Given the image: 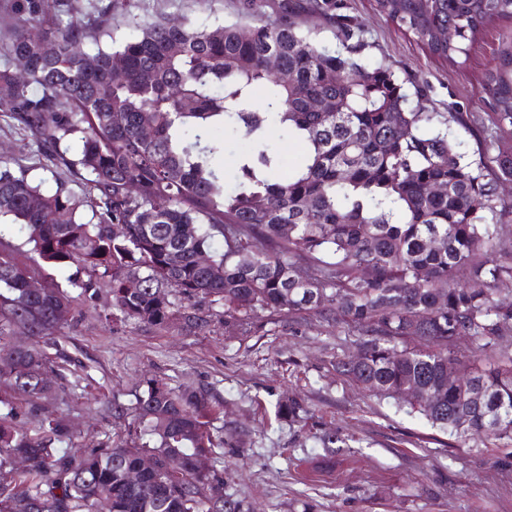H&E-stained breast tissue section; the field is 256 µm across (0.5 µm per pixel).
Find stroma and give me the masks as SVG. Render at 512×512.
<instances>
[{
	"label": "stroma",
	"instance_id": "1",
	"mask_svg": "<svg viewBox=\"0 0 512 512\" xmlns=\"http://www.w3.org/2000/svg\"><path fill=\"white\" fill-rule=\"evenodd\" d=\"M245 2L114 0L103 12L99 0H82L78 17L94 24L91 52L114 39H136L144 21L208 30L224 22L247 27L256 18L274 23L290 14L327 47L342 23L364 41V57L404 79L414 108L467 112L480 126L489 120L479 79L499 45L512 39V21L489 25L472 43L467 64L452 66L387 22L375 0H335L322 13L309 11L308 0H255L250 11ZM0 156L28 169L44 190H55L61 177L76 195L85 193L83 180L61 174L35 137L1 114ZM111 307L105 285L94 304L74 303L60 329L68 356L60 364L61 386L51 399L20 404L19 428L35 431L40 413H53L71 427L74 447L133 443L140 382L157 376L222 403L220 424L229 441L224 496L239 502L241 512H512V443L448 438L394 400L371 397L340 376L337 359L356 353L360 341L347 326L263 312L241 336L225 330L219 305H202L211 321L202 331L179 323L159 329L108 322L103 313ZM288 397L306 409L292 423L275 416L277 401ZM324 429L344 440L330 455L317 438Z\"/></svg>",
	"mask_w": 512,
	"mask_h": 512
}]
</instances>
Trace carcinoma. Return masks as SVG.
<instances>
[{"mask_svg": "<svg viewBox=\"0 0 512 512\" xmlns=\"http://www.w3.org/2000/svg\"><path fill=\"white\" fill-rule=\"evenodd\" d=\"M12 35L0 58L4 112L36 138L55 165L80 177L101 208L85 220L87 200L60 182L46 193L0 159V219L49 266L75 265L88 280L79 293L50 280L25 288L30 265L0 249V512H240L224 498L223 408L208 393L175 390L157 378L137 397L139 441L68 448L71 431L51 415L33 433L14 423L15 401L49 393L57 375L47 349L74 298L92 301L108 279L114 321L159 328L175 322L203 330L198 302L224 307V326L247 332L259 312L314 313L361 337L356 356L336 372L382 399L402 400L454 439L512 440V356L463 364L457 343L495 357L512 343V303L495 286L512 278L503 219L512 203L497 182L512 177V150L488 157L483 132L462 112H417L391 68L356 57L352 34L329 51L288 17L243 31L224 24H140L118 46L85 50L80 22L45 27L49 0H17ZM378 12L449 64L468 55L489 24L511 19L512 0H376ZM452 28L443 43L437 32ZM274 56L290 79L272 75ZM94 66H88L87 60ZM497 133L512 136V48L485 71ZM327 100L330 112L309 101ZM148 125L152 136L142 137ZM222 132L248 143L224 176ZM302 145L301 161L279 174L275 131ZM472 137L461 150L458 131ZM445 184L443 194L429 186ZM120 225L124 232L112 233ZM191 226L194 233L185 234ZM207 256L210 264L200 263ZM33 337L25 349L12 339ZM419 339L420 347L407 342ZM457 368L460 376L448 370ZM301 403L280 402L290 422ZM155 458L150 469L142 457ZM208 456L203 473L195 461Z\"/></svg>", "mask_w": 512, "mask_h": 512, "instance_id": "cac0c4a2", "label": "carcinoma"}]
</instances>
